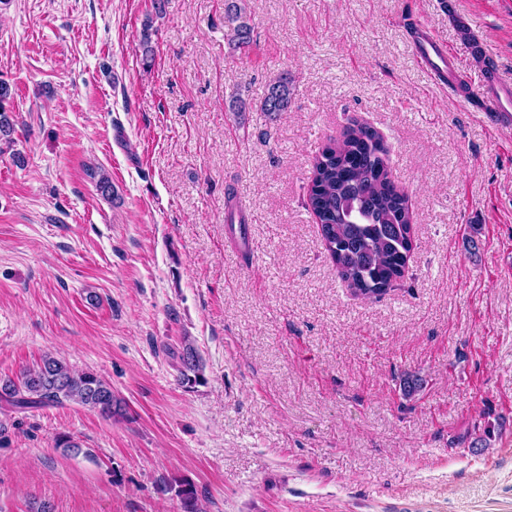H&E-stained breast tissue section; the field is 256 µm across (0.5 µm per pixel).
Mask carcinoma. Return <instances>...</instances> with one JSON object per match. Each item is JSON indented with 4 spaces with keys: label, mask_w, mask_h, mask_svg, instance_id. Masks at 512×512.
Masks as SVG:
<instances>
[{
    "label": "carcinoma",
    "mask_w": 512,
    "mask_h": 512,
    "mask_svg": "<svg viewBox=\"0 0 512 512\" xmlns=\"http://www.w3.org/2000/svg\"><path fill=\"white\" fill-rule=\"evenodd\" d=\"M224 27L231 49L252 41L245 0H224ZM152 19L143 23L140 38L143 61L153 60ZM293 95L288 76L268 86L261 111L285 112ZM11 98L8 83L0 81V137L14 132L15 119L5 103ZM307 205L339 277L354 294L377 298L404 276L414 239L409 199L395 185L387 150L378 132L354 125L329 143L313 159ZM179 381L192 388L203 381L202 359L192 340L185 337L177 353ZM75 402L110 419L124 406L112 387L91 371H74L64 360L44 355L36 366L17 379L0 378V403L18 411ZM176 496L181 512H199L197 493L187 480L178 481Z\"/></svg>",
    "instance_id": "carcinoma-1"
}]
</instances>
